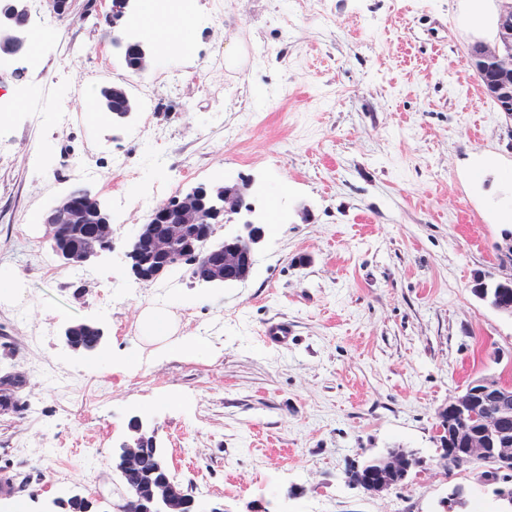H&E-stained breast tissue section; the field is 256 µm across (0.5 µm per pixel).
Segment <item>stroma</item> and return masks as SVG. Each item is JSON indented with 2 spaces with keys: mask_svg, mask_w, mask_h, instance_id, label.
<instances>
[{
  "mask_svg": "<svg viewBox=\"0 0 512 512\" xmlns=\"http://www.w3.org/2000/svg\"><path fill=\"white\" fill-rule=\"evenodd\" d=\"M188 50L152 45L128 72L104 0L30 11L51 31L37 70L0 63V366L20 373L24 413H0V512H63L79 494L121 512L112 451L132 418L155 429L172 478L201 512H444L453 485L493 505L473 469L447 473L436 426L482 373L512 377V317L476 298V278L512 272V117L498 112L468 50L495 38L497 0H192ZM241 47L240 66L223 62ZM136 110L89 114L104 85ZM250 180V212L215 240L263 223L249 278L224 288L176 269L152 283L127 257L153 207L188 188ZM89 187L116 227L83 266L52 253L42 216ZM167 310L195 353L157 359L145 309ZM87 320L101 352L67 348ZM287 322V344L264 331ZM388 448L425 460L375 497L351 461Z\"/></svg>",
  "mask_w": 512,
  "mask_h": 512,
  "instance_id": "obj_1",
  "label": "stroma"
}]
</instances>
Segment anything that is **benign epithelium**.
Wrapping results in <instances>:
<instances>
[{
    "label": "benign epithelium",
    "mask_w": 512,
    "mask_h": 512,
    "mask_svg": "<svg viewBox=\"0 0 512 512\" xmlns=\"http://www.w3.org/2000/svg\"><path fill=\"white\" fill-rule=\"evenodd\" d=\"M29 22L28 0H9L0 9V59L20 58L26 54ZM470 64L481 83L483 93L497 105L498 111L512 113V0L498 15L497 35L491 44L477 42L469 53ZM109 92L123 102L128 111L135 103L126 86L111 84ZM247 183L210 186L213 196L224 199V210L208 208L205 194L195 190L182 193L156 205L148 223L160 224L163 232L151 241L152 250L166 256L182 241L190 224L214 226L226 216L242 211ZM95 207V197L89 190L69 191L56 199L45 212L43 223L55 238L63 226L83 224L88 212ZM114 225L98 224L84 238L80 248L62 255L65 264L81 266L96 258L112 245ZM264 238L261 225L248 222L244 232L224 239V248L209 267L213 280L243 281L253 267L254 247ZM479 387L480 401L458 394L448 401V410L437 426L441 447L464 459L490 458L495 474L512 473V382L489 375L473 382ZM124 468H137L135 438H130L118 450ZM412 453L401 448L377 457V465L368 472L370 494L383 496L393 489L391 479L399 472L412 470ZM198 505L189 490L166 479L152 486L149 497L142 501L140 512H197Z\"/></svg>",
    "instance_id": "benign-epithelium-1"
}]
</instances>
